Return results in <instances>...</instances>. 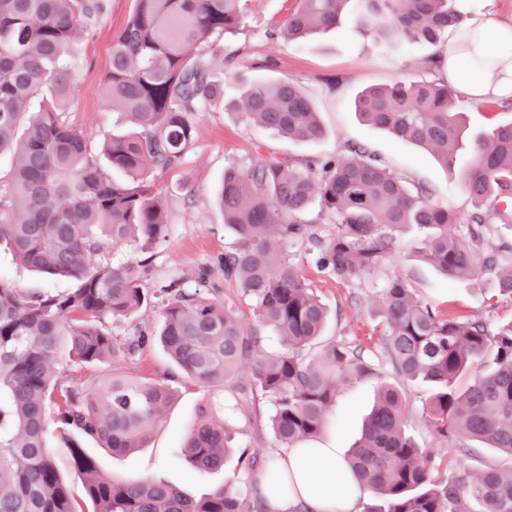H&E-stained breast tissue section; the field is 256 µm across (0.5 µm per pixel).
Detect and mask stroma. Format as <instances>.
Wrapping results in <instances>:
<instances>
[{
    "instance_id": "1",
    "label": "stroma",
    "mask_w": 512,
    "mask_h": 512,
    "mask_svg": "<svg viewBox=\"0 0 512 512\" xmlns=\"http://www.w3.org/2000/svg\"><path fill=\"white\" fill-rule=\"evenodd\" d=\"M107 3L94 36L83 35L76 40L75 85L63 112L66 122L87 137L95 152L106 136L130 129L121 113L105 108L103 78L110 65L113 38L132 14L135 0ZM294 6L295 0H243L241 29L218 37L221 50L210 56L209 66L224 86L225 101L196 113L194 141L181 164L151 175L170 216L169 236L148 254L131 247L111 254L116 262L143 263L142 284L147 291H155L175 279L189 288L202 284L220 298H233V289L225 282L220 266L230 239L224 232V215L216 197L225 167L248 164L258 154L303 161L340 155L348 145L357 144L376 154L410 183L427 187L434 202L460 212L469 211L458 171L446 170L426 151L368 124L354 110L357 95L369 87L398 80L447 82L445 63L449 50L457 43L456 31L445 30L433 43L419 39L379 42L360 19V0H351L335 28L317 31L296 45L280 35ZM277 81H291L305 90L320 114L325 130L321 140L288 141L250 125L242 113L230 109V102L238 100L244 87ZM455 103L474 136L512 121V110L504 108L499 97L460 95ZM422 238L416 227L407 228L399 236L393 261L361 281L348 284L317 268L309 244L292 248L291 264L329 309L324 341L348 336L364 348L372 364L371 375L350 378L339 385L319 444L349 449L360 435L377 387L394 380L379 342L380 302L394 273L409 275L419 296L437 310L491 324L512 320V300L495 296L492 283L485 277L448 281L433 266L417 260L415 250ZM0 278L25 290L59 292L68 287L67 281L30 271L4 244L0 245ZM169 366L164 351L154 344L135 366L122 362L95 368L71 365L64 372V381L73 388L87 387L131 371L138 377L152 378ZM176 389L175 402L166 409L161 426L146 448L122 456L112 455L93 442L87 448L114 477L160 479L198 497L221 485L237 466L232 458L223 470L201 475L189 470L181 456L185 434L199 420L202 410L222 400L223 392L219 387L187 380L178 383ZM401 392L406 429L419 447L431 452L439 476L463 468L474 473L490 467L512 468V457L495 449L477 445L462 448L457 441L440 439L428 423L424 386L405 384ZM243 408L253 422L238 437L239 446L263 456L273 454L276 445L269 431V400L257 394Z\"/></svg>"
}]
</instances>
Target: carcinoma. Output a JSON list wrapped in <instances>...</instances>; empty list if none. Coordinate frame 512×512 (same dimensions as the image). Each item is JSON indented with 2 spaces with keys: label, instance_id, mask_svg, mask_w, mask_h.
Instances as JSON below:
<instances>
[{
  "label": "carcinoma",
  "instance_id": "obj_1",
  "mask_svg": "<svg viewBox=\"0 0 512 512\" xmlns=\"http://www.w3.org/2000/svg\"><path fill=\"white\" fill-rule=\"evenodd\" d=\"M284 32L302 42L336 25L350 0H296ZM454 0H363L362 21L379 36L428 39L462 16ZM105 0H0V154L14 163L0 192V242L35 272L70 281L56 293L25 291L0 278V512H267L256 484L271 458L236 448L237 471L210 493L192 498L164 481L120 479L101 470L85 444L114 455L147 447L173 383L187 379L224 387L185 437L182 454L200 473L224 468L240 428L248 388L245 369L272 406L277 447L320 435L339 381L372 372L363 347L345 338L313 352L328 311L290 263L288 248L308 241L318 266L343 283L373 273L396 252L410 225L424 231L418 257L447 278L482 274L512 299V243L488 247V224L512 229V122L464 143V120L447 85L398 81L367 88L354 108L369 123L427 150L444 167L459 164L470 201L466 213L441 206L424 186H408L363 148L326 159H269L224 169L220 207L232 245L221 261L256 319L246 330L236 303L171 282L158 290L164 307L155 333L134 329L118 341L112 322L129 319L149 295L132 264L108 256L125 244L142 251L165 239L169 216L150 174L177 167L194 136L193 116L217 103L221 89L206 57L216 38L239 29L240 0H136L112 43L104 76L108 108L135 130L103 143L116 181L98 164L88 140L65 122L72 89L73 37L88 35ZM42 97L43 111L27 115ZM247 119L289 140L324 134L301 87L272 82L243 92ZM332 224L322 235L318 225ZM380 342L394 374L429 390V423L438 436L483 442L512 456V320L441 314L421 302L409 277L394 275L383 295ZM281 350L259 356L266 331ZM159 342L174 368L150 380L122 375L84 389L64 384L69 361L87 367L137 364ZM54 410L55 428L47 424ZM68 453L79 474L77 498L48 447ZM346 462L374 495L363 512H512V469L435 475L433 458L405 432L400 390L380 387L362 436Z\"/></svg>",
  "mask_w": 512,
  "mask_h": 512
}]
</instances>
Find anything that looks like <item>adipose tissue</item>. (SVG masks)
<instances>
[{
    "instance_id": "adipose-tissue-1",
    "label": "adipose tissue",
    "mask_w": 512,
    "mask_h": 512,
    "mask_svg": "<svg viewBox=\"0 0 512 512\" xmlns=\"http://www.w3.org/2000/svg\"><path fill=\"white\" fill-rule=\"evenodd\" d=\"M474 38L469 49L448 53L446 72L449 83L460 93L481 97L512 94V24L491 18L467 21ZM483 52L503 58L504 67L496 79L472 80L466 77L471 53ZM274 476L261 480V493L267 512H362L366 491L345 465L340 449L283 448L275 452Z\"/></svg>"
}]
</instances>
